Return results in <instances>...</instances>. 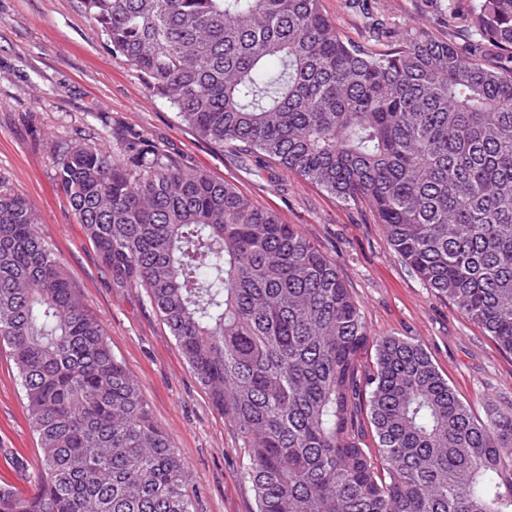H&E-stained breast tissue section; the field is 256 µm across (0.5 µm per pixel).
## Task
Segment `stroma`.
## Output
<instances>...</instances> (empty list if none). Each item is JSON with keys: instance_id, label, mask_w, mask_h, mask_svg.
Instances as JSON below:
<instances>
[{"instance_id": "35a3bbf8", "label": "stroma", "mask_w": 512, "mask_h": 512, "mask_svg": "<svg viewBox=\"0 0 512 512\" xmlns=\"http://www.w3.org/2000/svg\"><path fill=\"white\" fill-rule=\"evenodd\" d=\"M321 6L346 40L372 53L392 51L422 29L464 52L479 47L487 63L508 62L504 51L479 44L462 25L472 0H367L364 12L350 0ZM377 20L383 29H374ZM76 141L120 157L137 145L232 184L338 260L369 335L418 342L477 416L512 407V356L422 283L389 245L369 204L343 202L271 158L198 136L112 53L81 0H0V183L39 215L43 238L102 324L113 354L138 380L187 467L196 512H255L247 459L145 291L113 284L77 223L55 176L64 147ZM37 456L14 364L0 349V485L29 490Z\"/></svg>"}]
</instances>
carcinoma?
Wrapping results in <instances>:
<instances>
[{
  "instance_id": "1",
  "label": "carcinoma",
  "mask_w": 512,
  "mask_h": 512,
  "mask_svg": "<svg viewBox=\"0 0 512 512\" xmlns=\"http://www.w3.org/2000/svg\"><path fill=\"white\" fill-rule=\"evenodd\" d=\"M196 133L368 201L394 251L512 355V68L421 32L346 41L320 0H83ZM512 52V0L465 19ZM56 177L113 283L146 291L248 457L256 512H512V409L477 420L420 344L232 185L85 142ZM0 183V343L40 445L0 512H194L139 384ZM370 429L373 447L364 443Z\"/></svg>"
}]
</instances>
